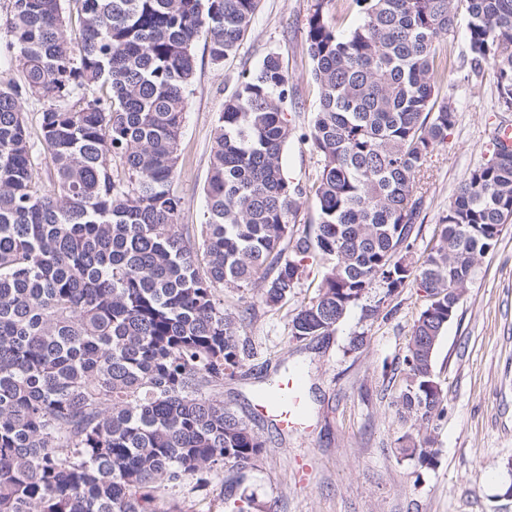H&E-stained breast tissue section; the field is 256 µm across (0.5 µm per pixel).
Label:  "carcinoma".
<instances>
[{"instance_id":"1","label":"carcinoma","mask_w":512,"mask_h":512,"mask_svg":"<svg viewBox=\"0 0 512 512\" xmlns=\"http://www.w3.org/2000/svg\"><path fill=\"white\" fill-rule=\"evenodd\" d=\"M328 2L314 0L307 19L319 100L301 138L318 156L317 223L299 229L303 191L282 167L292 88L275 53L224 101L204 223H178L195 46L223 64L257 0H9L24 90L0 87V512H210L203 498L167 508L163 493L251 468L264 448L216 394L249 356L216 291L256 284L262 305L282 308L308 259L322 276L297 303L296 341L330 335L358 305L377 316L401 288L426 298L401 370L416 433L399 450L436 457L422 433L443 412L432 341L512 219L511 148L494 141L421 259H406L421 173L456 121L445 40L465 22L470 71L511 112L512 0H353L359 21L346 31ZM23 92L45 102V190ZM227 488L249 512L253 500Z\"/></svg>"}]
</instances>
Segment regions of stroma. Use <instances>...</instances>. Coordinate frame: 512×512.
<instances>
[{
  "mask_svg": "<svg viewBox=\"0 0 512 512\" xmlns=\"http://www.w3.org/2000/svg\"><path fill=\"white\" fill-rule=\"evenodd\" d=\"M312 0H258L255 19L238 51L213 65L204 44L195 47L196 70L180 140L174 190L182 199L179 221H203L204 182L214 128L224 100L242 72L258 69L278 53L293 87L286 110L293 135L282 154L290 181L310 189L318 157L309 143L318 101L306 51ZM447 63L463 80L457 120L433 153L424 175L425 204L412 250L420 256L440 216L470 169L493 149L495 133L512 127V112L498 111L496 90L468 77L465 30L448 38ZM258 286L217 293L235 317L250 355L236 376L224 380V406L264 443L242 486L264 512H512L503 496L512 482V223L475 276L435 354L444 389V413L429 424L438 450L433 465L402 457L406 430L397 415L402 367L412 327L423 304L414 288L400 289L375 318L353 308L337 330L298 342L291 336L292 307L263 306ZM364 337L351 349V337ZM305 379L308 415L300 430L284 432L256 410V394L288 368Z\"/></svg>",
  "mask_w": 512,
  "mask_h": 512,
  "instance_id": "35a3bbf8",
  "label": "stroma"
}]
</instances>
